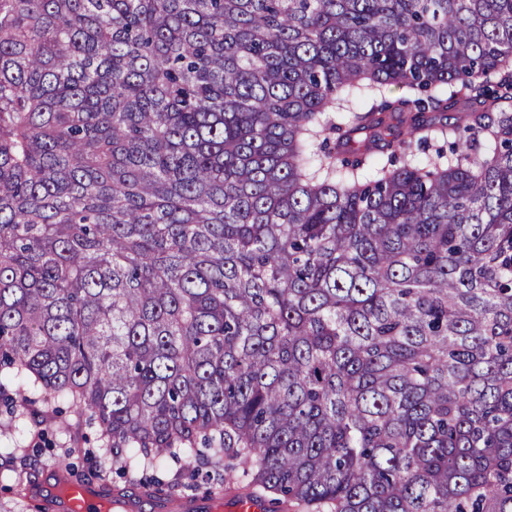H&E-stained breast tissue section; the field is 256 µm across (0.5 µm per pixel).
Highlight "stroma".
<instances>
[{
    "instance_id": "stroma-1",
    "label": "stroma",
    "mask_w": 512,
    "mask_h": 512,
    "mask_svg": "<svg viewBox=\"0 0 512 512\" xmlns=\"http://www.w3.org/2000/svg\"><path fill=\"white\" fill-rule=\"evenodd\" d=\"M101 453L94 430L77 426L73 414L47 419L41 405L18 408L9 414L0 408V512H37L28 498L29 486L54 485L55 468L70 463L73 481L106 484L112 489L111 512H157L158 497L212 499L222 483L216 473L187 479L198 467L196 458L157 459L146 470L123 473L100 465Z\"/></svg>"
}]
</instances>
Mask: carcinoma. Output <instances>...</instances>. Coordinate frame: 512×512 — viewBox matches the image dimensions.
<instances>
[{
	"label": "carcinoma",
	"mask_w": 512,
	"mask_h": 512,
	"mask_svg": "<svg viewBox=\"0 0 512 512\" xmlns=\"http://www.w3.org/2000/svg\"><path fill=\"white\" fill-rule=\"evenodd\" d=\"M0 400L302 512H512V0H0Z\"/></svg>",
	"instance_id": "cac0c4a2"
}]
</instances>
